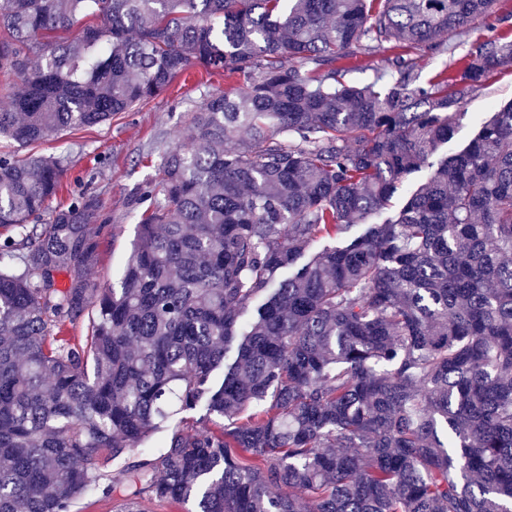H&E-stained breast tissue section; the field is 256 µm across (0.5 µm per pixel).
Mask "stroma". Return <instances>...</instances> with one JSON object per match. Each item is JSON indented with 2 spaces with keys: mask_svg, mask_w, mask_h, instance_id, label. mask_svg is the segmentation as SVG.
Returning <instances> with one entry per match:
<instances>
[{
  "mask_svg": "<svg viewBox=\"0 0 512 512\" xmlns=\"http://www.w3.org/2000/svg\"><path fill=\"white\" fill-rule=\"evenodd\" d=\"M512 13V0H497L494 15L476 19L464 33L447 36L448 53L443 57H424L418 61L421 80H429L441 72L451 60L463 56L489 33L512 37V23L504 20ZM238 77L211 73L203 66H193L187 77L132 112L117 114L107 123L77 128L61 138L19 147L0 141V152L17 156L62 154L68 159L64 189L56 198L57 205L68 204L73 196L85 193L95 196L109 222L104 242L86 278L94 286L104 287L117 280L135 234L140 209L134 202L136 188L146 181H159L162 147L183 143L195 110L209 92L242 91ZM512 100V72L494 75L480 92L465 103V117L457 126L445 152L460 150L473 137L488 113Z\"/></svg>",
  "mask_w": 512,
  "mask_h": 512,
  "instance_id": "35a3bbf8",
  "label": "stroma"
}]
</instances>
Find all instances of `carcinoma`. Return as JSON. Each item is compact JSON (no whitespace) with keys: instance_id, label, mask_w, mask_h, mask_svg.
<instances>
[{"instance_id":"1","label":"carcinoma","mask_w":512,"mask_h":512,"mask_svg":"<svg viewBox=\"0 0 512 512\" xmlns=\"http://www.w3.org/2000/svg\"><path fill=\"white\" fill-rule=\"evenodd\" d=\"M495 2L0 0V69L24 83L0 138L20 147L195 65L245 83L196 112L201 147L162 150L108 288L84 278L99 201L51 208L66 157L0 154V512H512V102L349 235L512 71V39L427 83L402 54L362 85L347 62L440 55ZM385 44L375 51L359 54L354 61L356 68L344 76V80L353 83L371 82L378 74L388 72L391 69L392 58L397 50Z\"/></svg>"}]
</instances>
